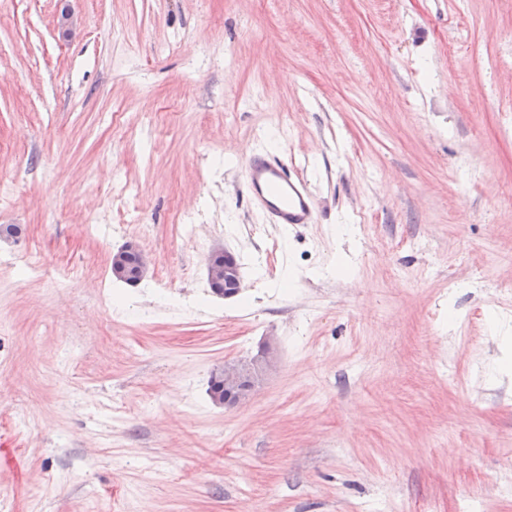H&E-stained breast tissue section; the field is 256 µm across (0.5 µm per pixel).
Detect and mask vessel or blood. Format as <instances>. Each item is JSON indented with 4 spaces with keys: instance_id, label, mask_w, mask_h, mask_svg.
Here are the masks:
<instances>
[{
    "instance_id": "1",
    "label": "vessel or blood",
    "mask_w": 512,
    "mask_h": 512,
    "mask_svg": "<svg viewBox=\"0 0 512 512\" xmlns=\"http://www.w3.org/2000/svg\"><path fill=\"white\" fill-rule=\"evenodd\" d=\"M245 179L252 201L271 223L285 227L316 223L315 197L308 183L287 163L264 153L252 154Z\"/></svg>"
}]
</instances>
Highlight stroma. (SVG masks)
Returning a JSON list of instances; mask_svg holds the SVG:
<instances>
[{
  "label": "stroma",
  "mask_w": 512,
  "mask_h": 512,
  "mask_svg": "<svg viewBox=\"0 0 512 512\" xmlns=\"http://www.w3.org/2000/svg\"><path fill=\"white\" fill-rule=\"evenodd\" d=\"M504 320L512 0H0V512H512ZM245 179L251 199L273 224L286 228L317 223L318 205L308 183L287 163L264 153L252 154ZM132 251H135L138 254V257L135 253L129 254L127 257V263L125 260L126 253ZM136 261L137 264L135 268L132 269L130 266H134ZM147 272L148 263L146 257L137 245L129 243L113 253L112 275L116 278L129 281H140L147 274ZM224 256V259H223ZM208 278L217 287L219 295L231 296L242 288L239 267L235 257L229 252H215L208 259ZM277 363L273 349L264 347L252 357L225 360L214 374L215 382L223 384L224 397L215 394L213 401L224 408H234L255 392L262 375Z\"/></svg>",
  "instance_id": "obj_1"
}]
</instances>
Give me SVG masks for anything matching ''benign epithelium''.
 <instances>
[{
  "label": "benign epithelium",
  "instance_id": "benign-epithelium-1",
  "mask_svg": "<svg viewBox=\"0 0 512 512\" xmlns=\"http://www.w3.org/2000/svg\"><path fill=\"white\" fill-rule=\"evenodd\" d=\"M138 254L137 264L130 267L126 262L129 252ZM148 272L144 253L135 244L129 243L112 255V275L123 280L139 281ZM210 284L222 288L220 294L231 296L242 288L239 267L235 257L229 252H215L208 259ZM277 363L273 349L264 347L252 357L224 361V365L214 373V379L223 384L224 395H214L213 401L225 408H234L249 399L255 392L262 375Z\"/></svg>",
  "mask_w": 512,
  "mask_h": 512
}]
</instances>
